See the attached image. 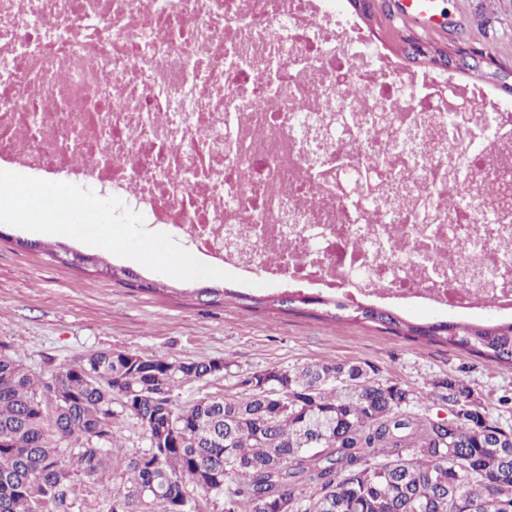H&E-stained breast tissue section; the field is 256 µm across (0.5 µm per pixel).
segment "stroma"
Wrapping results in <instances>:
<instances>
[{
	"label": "stroma",
	"instance_id": "35a3bbf8",
	"mask_svg": "<svg viewBox=\"0 0 512 512\" xmlns=\"http://www.w3.org/2000/svg\"><path fill=\"white\" fill-rule=\"evenodd\" d=\"M442 46L473 47L512 65V0H446ZM0 239V340L35 375L96 350L155 354L176 361H215L224 371L177 390L180 402L242 394L241 381L276 365L367 361L381 379L429 393L448 377L481 397L490 422L512 428V370L442 343L409 340L349 318L294 315L270 306L208 305L195 284L154 271L142 278L163 291L132 288L93 269L51 260L47 236L4 226ZM27 239L29 247L18 244Z\"/></svg>",
	"mask_w": 512,
	"mask_h": 512
}]
</instances>
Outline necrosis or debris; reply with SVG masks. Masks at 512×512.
Returning a JSON list of instances; mask_svg holds the SVG:
<instances>
[{
    "instance_id": "obj_1",
    "label": "necrosis or debris",
    "mask_w": 512,
    "mask_h": 512,
    "mask_svg": "<svg viewBox=\"0 0 512 512\" xmlns=\"http://www.w3.org/2000/svg\"><path fill=\"white\" fill-rule=\"evenodd\" d=\"M4 169L248 281L512 316V101L407 69L342 0H0Z\"/></svg>"
}]
</instances>
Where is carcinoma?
Listing matches in <instances>:
<instances>
[{
  "label": "carcinoma",
  "instance_id": "carcinoma-1",
  "mask_svg": "<svg viewBox=\"0 0 512 512\" xmlns=\"http://www.w3.org/2000/svg\"><path fill=\"white\" fill-rule=\"evenodd\" d=\"M463 48L414 45L413 63L446 64ZM477 76L494 81L512 70L491 55ZM54 258L88 260L130 286L161 283L57 242ZM210 303L260 299L230 288H198ZM294 312L316 306L322 318L377 325L395 336L458 348L512 368V322L417 323L390 309L310 294L276 300ZM173 362L153 354L104 350L47 380L24 368L0 341V512H72L75 478L117 476L109 512H176L188 485L224 495V512H512V429L487 420L481 399L457 378L432 383V395L457 411L444 427L421 394L379 378L365 361L269 367L241 380L245 396L182 403L185 381ZM62 394L50 410L47 393ZM128 415L148 447L121 452L113 419Z\"/></svg>",
  "mask_w": 512,
  "mask_h": 512
}]
</instances>
